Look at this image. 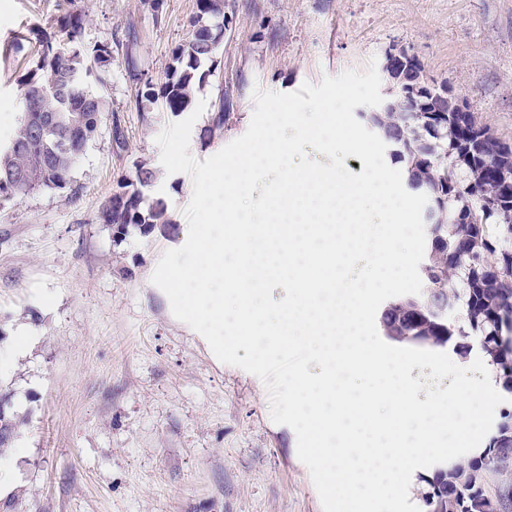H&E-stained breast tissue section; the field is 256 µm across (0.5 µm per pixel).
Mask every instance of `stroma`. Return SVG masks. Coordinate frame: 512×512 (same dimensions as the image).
Instances as JSON below:
<instances>
[{
  "mask_svg": "<svg viewBox=\"0 0 512 512\" xmlns=\"http://www.w3.org/2000/svg\"><path fill=\"white\" fill-rule=\"evenodd\" d=\"M58 0H0V45L53 31ZM87 44L112 42L104 94L112 112L74 172L72 189H39L0 206V335L35 332L0 393L24 423L26 448L0 512H323L297 438L270 417L264 383L217 360L176 319L151 277L188 236V174H159L173 234L114 238L99 214L117 181L160 164L156 136L176 122L161 102L173 50L191 34L196 0H75ZM413 53L448 82L480 124L512 144V0H224V42L203 93L228 104L201 115L190 152L205 160L242 136L255 87L291 93L362 70L386 51ZM31 49L0 64V138L20 112L18 74Z\"/></svg>",
  "mask_w": 512,
  "mask_h": 512,
  "instance_id": "1",
  "label": "stroma"
}]
</instances>
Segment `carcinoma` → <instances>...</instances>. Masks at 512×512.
<instances>
[{
  "label": "carcinoma",
  "mask_w": 512,
  "mask_h": 512,
  "mask_svg": "<svg viewBox=\"0 0 512 512\" xmlns=\"http://www.w3.org/2000/svg\"><path fill=\"white\" fill-rule=\"evenodd\" d=\"M190 38L177 47L160 86L146 82L140 96L162 100L174 113L185 111L203 90L207 73L221 46L224 0H197ZM84 15L68 7L48 34L30 29L16 34L0 50L7 61L23 43L35 42L36 68L21 79L20 117L5 141H0V204L21 199L37 188H72L74 171L87 148L98 138L111 111L103 93L112 70V45L84 41ZM42 108L55 116L49 132L32 129L27 114ZM86 121V132L72 131L70 117ZM389 148L391 159L406 166L408 183L428 197L433 214L428 221L431 247L421 269L423 290L390 303L382 312L384 333L395 341L455 342L465 354L475 339L504 388L512 391V186L499 179L498 169L512 168V146L481 126L469 112L445 118L430 112H407L401 95L386 112H362ZM157 170L141 164L136 179L124 181L129 197L107 200L99 219L125 236L132 228L151 233L156 225H171L166 202L158 198L145 209L142 188L152 186ZM0 457L12 447L21 420L0 395ZM512 462V409L488 448L468 462L439 471L423 502L448 503L447 512H469L475 497L493 502L496 512H512V485L490 493L485 484Z\"/></svg>",
  "instance_id": "carcinoma-1"
}]
</instances>
